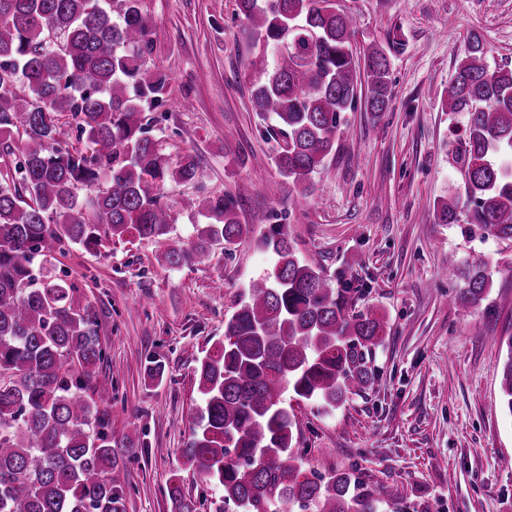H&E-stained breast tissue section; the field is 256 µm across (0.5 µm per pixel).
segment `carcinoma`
Returning <instances> with one entry per match:
<instances>
[{
    "mask_svg": "<svg viewBox=\"0 0 512 512\" xmlns=\"http://www.w3.org/2000/svg\"><path fill=\"white\" fill-rule=\"evenodd\" d=\"M261 48L249 66L251 101L288 147L278 172L303 184L331 155L342 114L368 79L367 103L392 101L384 53L352 48L353 21L335 0H237ZM153 50L140 0H0V512H126L118 449L139 436L105 430L110 406L88 387L104 359L97 314L81 287L50 268L53 250L99 252L114 240L172 232L160 190L202 177L199 157L175 160L148 135L143 112L167 105L169 76ZM482 36H469L445 105L467 122L461 167L465 200L437 202L439 223L465 220L484 236L512 239V70L490 69ZM71 119L76 148L61 138ZM211 222L188 247L159 261L186 265L210 247L230 251L254 233L233 195L188 200ZM271 272L254 280L224 323V341L198 360L201 403L182 449L184 466L223 490L212 512H405L399 486L376 490L354 470L307 471L294 450L296 416L286 394L333 410L374 381L372 351L387 335L375 313L355 310L352 289L332 286L322 264L296 255L288 237H265ZM473 268L457 302L476 306L490 289ZM500 406L512 415V335ZM180 512H197L180 478Z\"/></svg>",
    "mask_w": 512,
    "mask_h": 512,
    "instance_id": "cac0c4a2",
    "label": "carcinoma"
}]
</instances>
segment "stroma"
Listing matches in <instances>:
<instances>
[{"mask_svg":"<svg viewBox=\"0 0 512 512\" xmlns=\"http://www.w3.org/2000/svg\"><path fill=\"white\" fill-rule=\"evenodd\" d=\"M336 4L352 18L354 51L383 49L393 102L373 112L358 99L305 188L277 171L279 138L252 108L248 63L258 47L235 0H141L149 62L171 78L172 104L148 113L150 133L169 157L198 155L204 178L165 185L174 217L166 239L98 254L73 246L53 259L96 310L105 352L96 380L112 387L110 430L141 429L123 452L127 512H176L166 490L173 473L198 512H209L215 488L181 459L200 402L193 369L223 340L251 282L271 269L262 239L274 227L297 256L344 275L358 308L388 324L368 389L333 411L292 400L306 467L401 484L407 512H512V414L498 403L503 358L494 344L512 334V240L435 218L437 201L463 190L465 115L443 110L444 91L475 31L490 68L512 69V0ZM223 194L237 196L241 222L256 232L232 252L216 246L188 265L161 264L160 254L193 242L204 221L187 200ZM475 267L492 286L466 309L456 297ZM151 358L162 361V378L148 379Z\"/></svg>","mask_w":512,"mask_h":512,"instance_id":"1","label":"stroma"}]
</instances>
